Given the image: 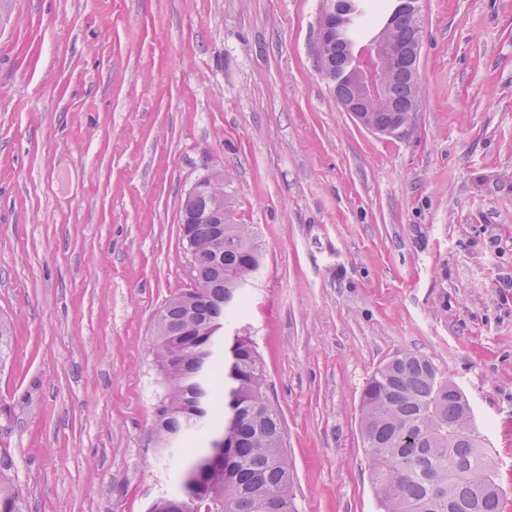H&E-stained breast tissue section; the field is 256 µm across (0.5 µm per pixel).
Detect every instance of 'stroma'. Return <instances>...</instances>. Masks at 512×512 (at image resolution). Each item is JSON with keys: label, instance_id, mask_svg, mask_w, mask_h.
Wrapping results in <instances>:
<instances>
[{"label": "stroma", "instance_id": "35a3bbf8", "mask_svg": "<svg viewBox=\"0 0 512 512\" xmlns=\"http://www.w3.org/2000/svg\"><path fill=\"white\" fill-rule=\"evenodd\" d=\"M7 3L0 453L24 512L178 493L154 321L194 285L181 206L213 172L263 253L224 333L261 357L298 512H380L361 393L403 352L464 390L512 512V0H419L392 135L321 71L325 0Z\"/></svg>", "mask_w": 512, "mask_h": 512}]
</instances>
